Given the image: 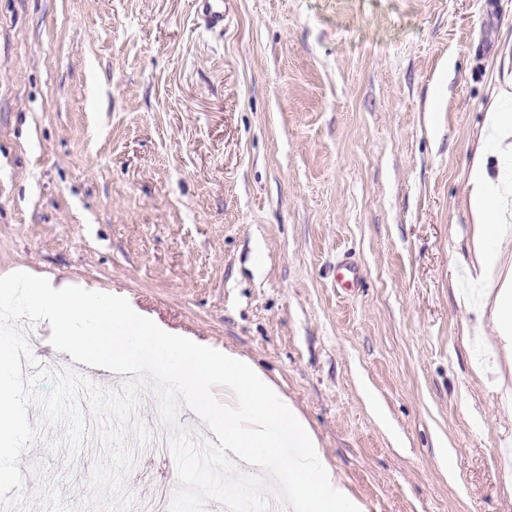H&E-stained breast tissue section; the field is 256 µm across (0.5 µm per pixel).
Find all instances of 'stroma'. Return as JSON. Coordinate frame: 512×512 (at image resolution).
Instances as JSON below:
<instances>
[{
    "mask_svg": "<svg viewBox=\"0 0 512 512\" xmlns=\"http://www.w3.org/2000/svg\"><path fill=\"white\" fill-rule=\"evenodd\" d=\"M195 8L0 0V276L249 358L366 512H512V362L459 288L512 0ZM19 468L84 512L91 449ZM201 4L202 20L207 29L224 26L223 0H198Z\"/></svg>",
    "mask_w": 512,
    "mask_h": 512,
    "instance_id": "stroma-1",
    "label": "stroma"
}]
</instances>
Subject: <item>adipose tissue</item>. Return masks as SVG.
I'll return each mask as SVG.
<instances>
[{"label":"adipose tissue","instance_id":"ef3b65f1","mask_svg":"<svg viewBox=\"0 0 512 512\" xmlns=\"http://www.w3.org/2000/svg\"><path fill=\"white\" fill-rule=\"evenodd\" d=\"M512 73L498 77L487 109L482 141L492 144L498 158H512ZM469 203L475 215L479 265L483 274L493 276L495 288L491 317L500 336L512 346V261L489 241L512 213V183L489 171L485 153H478L469 181Z\"/></svg>","mask_w":512,"mask_h":512}]
</instances>
